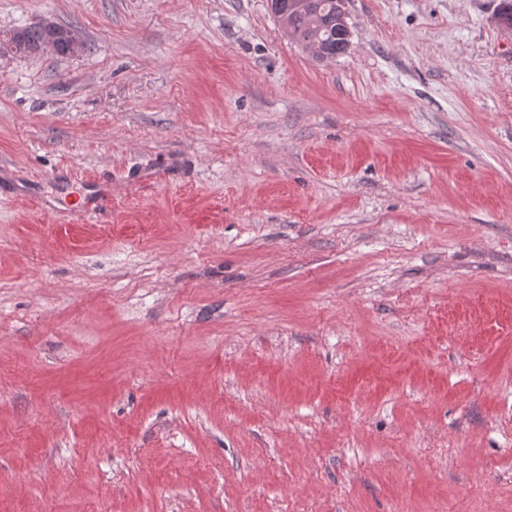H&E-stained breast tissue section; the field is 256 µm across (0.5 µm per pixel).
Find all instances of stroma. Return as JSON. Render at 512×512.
I'll return each instance as SVG.
<instances>
[{
    "instance_id": "1",
    "label": "stroma",
    "mask_w": 512,
    "mask_h": 512,
    "mask_svg": "<svg viewBox=\"0 0 512 512\" xmlns=\"http://www.w3.org/2000/svg\"><path fill=\"white\" fill-rule=\"evenodd\" d=\"M497 4L0 0V512H512ZM293 1L295 5L289 6ZM271 9L279 18L289 37L303 42L307 47L317 50L320 59H332L344 54L350 43V36L345 38V13L343 0H271ZM336 6V12L334 11ZM18 28H13L6 33L0 35V45L2 40L6 44H13L15 54L21 55H38L37 49L49 37L56 36V52L57 56L66 57L81 54L85 52L86 45L79 41L70 30L62 25H58L55 32H50L38 26H29L23 28V33L16 37ZM9 36L7 37V35ZM19 35V34H18ZM7 37V38H6Z\"/></svg>"
}]
</instances>
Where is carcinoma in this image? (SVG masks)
Instances as JSON below:
<instances>
[{"instance_id": "cac0c4a2", "label": "carcinoma", "mask_w": 512, "mask_h": 512, "mask_svg": "<svg viewBox=\"0 0 512 512\" xmlns=\"http://www.w3.org/2000/svg\"><path fill=\"white\" fill-rule=\"evenodd\" d=\"M270 4L288 36L315 49L318 58L332 59L347 51L350 38L336 24L334 0H270ZM51 35L56 36V55L66 57L85 52L86 45L62 25L53 33L29 26L19 35L13 28L0 37L15 48V53L35 55Z\"/></svg>"}]
</instances>
